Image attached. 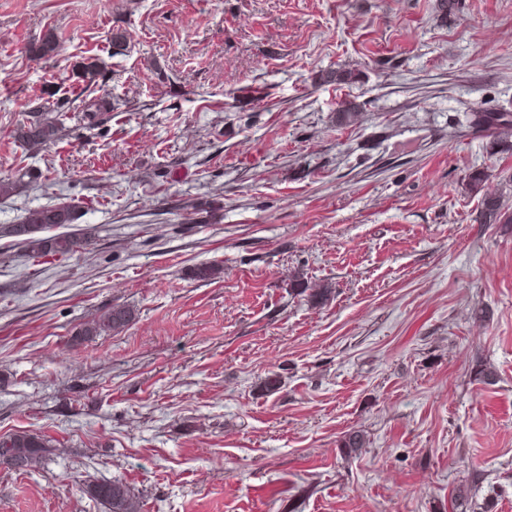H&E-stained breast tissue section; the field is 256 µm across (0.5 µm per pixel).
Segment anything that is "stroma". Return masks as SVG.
I'll return each mask as SVG.
<instances>
[{"mask_svg": "<svg viewBox=\"0 0 512 512\" xmlns=\"http://www.w3.org/2000/svg\"><path fill=\"white\" fill-rule=\"evenodd\" d=\"M90 60L111 120L26 152ZM475 112H512V0H0V177L42 173L0 225L65 197L92 237H0V435L55 448L0 512L112 479L141 512H512V227L481 221L512 145ZM132 319V313L125 307H113L102 318L99 323L83 329L81 335L93 336L97 335L101 329L119 330L125 327Z\"/></svg>", "mask_w": 512, "mask_h": 512, "instance_id": "35a3bbf8", "label": "stroma"}]
</instances>
